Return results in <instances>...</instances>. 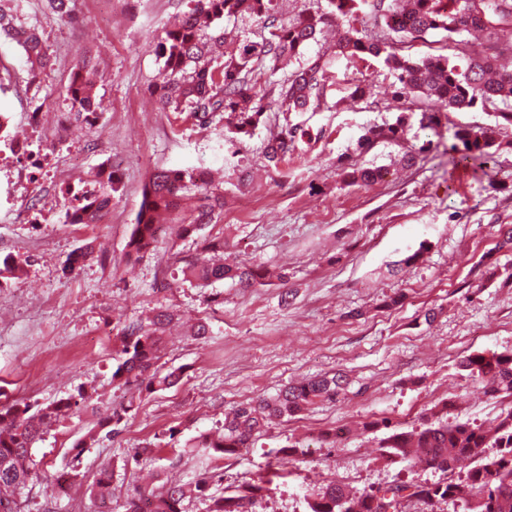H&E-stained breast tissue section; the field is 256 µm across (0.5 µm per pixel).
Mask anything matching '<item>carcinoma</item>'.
Instances as JSON below:
<instances>
[{"mask_svg": "<svg viewBox=\"0 0 512 512\" xmlns=\"http://www.w3.org/2000/svg\"><path fill=\"white\" fill-rule=\"evenodd\" d=\"M328 11H307L286 22L277 19L274 0H190L191 7L155 45L162 68L156 81L158 102L172 112H189L205 125L224 123V141L235 145L250 138L266 122L269 112H317L332 85L333 65L340 59L367 61L384 57L395 78L397 97L415 102L433 100L447 112L480 108L491 111L494 122L485 126L460 124L450 146L453 169L486 176L496 165L502 145L500 130L512 127V69L501 60L512 58V0H317ZM347 25L333 45H326L324 28L329 16ZM373 16L374 27L366 17ZM249 18L257 31L239 34L224 21ZM442 33L445 45L437 53L416 57L413 43L430 33ZM480 32L486 52L473 57L466 51V36ZM0 34L20 37L27 62L34 72L50 66L47 50L35 32L18 15V0L0 3ZM319 46L313 56L304 50ZM292 68L277 79L279 63ZM98 70L96 53L88 48L80 56L68 87L71 109L80 114L97 108L92 76ZM408 114L396 122L365 130L357 149L367 150L380 140H396ZM304 131L289 125L269 138L264 157L273 167L293 151ZM381 168L356 167L346 172L351 184L373 185L382 180ZM118 179L111 175L100 183L96 204L85 209V221L96 223L111 204ZM201 192L191 201L190 187ZM224 209V197L214 189L208 172L159 169L150 178L135 224L126 243V255L139 260L154 250L162 221L181 225L187 236H197L215 224ZM227 243L201 238L200 249L180 256L182 281L208 284L236 279L243 288L261 283L265 273L258 265L224 263ZM26 261L0 256V285L20 272ZM172 314L159 309L148 322L131 323L120 336L119 363L112 380L150 395L176 386L182 369L161 372L156 366L166 326ZM461 370L477 377L487 392L512 391V352L469 355ZM345 376L324 374L288 384L273 397L257 396L224 417V431L201 438L193 447L209 456L224 458L250 447L257 435L276 419L292 417L315 400H333L344 389ZM86 400L61 398L45 405L24 400L0 402V512H25L29 484L35 476L31 448L52 425L68 421ZM391 457H417L426 466L443 472L462 459L473 463L465 476L430 483L412 479L383 490L354 495L332 483L308 503V512H434L448 501L462 512H512V408L491 430L467 423L434 421L423 427L393 432L384 442ZM494 448L493 454L486 449ZM272 469L221 497L209 498L208 512H252L255 496L273 483ZM91 493L105 502L112 498V470L103 466ZM185 484L167 481L158 488H144L128 499L125 512H186Z\"/></svg>", "mask_w": 512, "mask_h": 512, "instance_id": "obj_1", "label": "carcinoma"}]
</instances>
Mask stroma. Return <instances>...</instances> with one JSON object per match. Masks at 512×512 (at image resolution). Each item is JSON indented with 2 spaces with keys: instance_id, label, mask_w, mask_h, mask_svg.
<instances>
[{
  "instance_id": "stroma-1",
  "label": "stroma",
  "mask_w": 512,
  "mask_h": 512,
  "mask_svg": "<svg viewBox=\"0 0 512 512\" xmlns=\"http://www.w3.org/2000/svg\"><path fill=\"white\" fill-rule=\"evenodd\" d=\"M187 8L188 0H74L73 17L64 22L45 12L42 0H21L20 15L52 57V68L35 77L22 48L0 37V67L11 73L0 112L9 115L11 133L29 138L34 107L64 113L68 129L50 150L51 171L66 172L76 193L95 186L103 161L119 178L90 236L69 224L14 221L15 206L60 208L64 198L60 190L33 185L21 165L0 179V255L27 262L0 286V400L43 404L82 390L95 406L34 445L39 478L30 512H98L90 485L105 464L112 469V512H123L127 497L153 475L188 483L215 471L220 478L209 492L219 496L275 466L284 476L256 512H308L309 501L333 482L358 495L411 478L446 481L441 471L387 459L382 444L391 431L434 420L443 401L448 422L483 427L512 407L458 367L472 353L512 351V253L497 248L500 225L512 224V148L498 152L495 181L453 171L443 148L455 124L492 121L474 109L449 113L442 146L423 167L399 164L407 149L433 137L415 119L404 140L359 152L366 127L394 123L407 106L392 98L394 78L381 62L344 59L335 65L328 108L271 113L251 139L225 144L222 127L164 110L152 93L160 67L154 42ZM87 45L99 54L102 107L91 124L71 112L67 99L70 73ZM356 73L370 83L365 96L335 110ZM287 123L306 134L278 167L268 166L263 145ZM363 165L384 168V181L370 187L344 181L346 168ZM199 166L210 169L224 194L221 219L205 235L226 240L238 260L284 270L287 283L243 288L226 279L161 289L176 256L197 249L173 224L165 225L155 251L127 260L150 174ZM89 246L95 259L65 272L69 258ZM415 252L420 260L404 265ZM398 293L402 302L387 306ZM162 307L176 318L159 363L183 368L184 377L137 398L112 380L119 336ZM430 308L436 318L428 324ZM200 319L210 325L208 338L189 333ZM335 371L350 381L345 394L273 422L241 455L210 459L192 452L191 442L216 433L238 405ZM128 398L133 409L116 433L101 430L99 415ZM340 422L348 426L346 436L325 441ZM90 431L97 440L83 443ZM78 442L83 448L76 453ZM145 446L153 456L127 464L131 449ZM75 457L84 480L68 497L54 499L51 482Z\"/></svg>"
}]
</instances>
